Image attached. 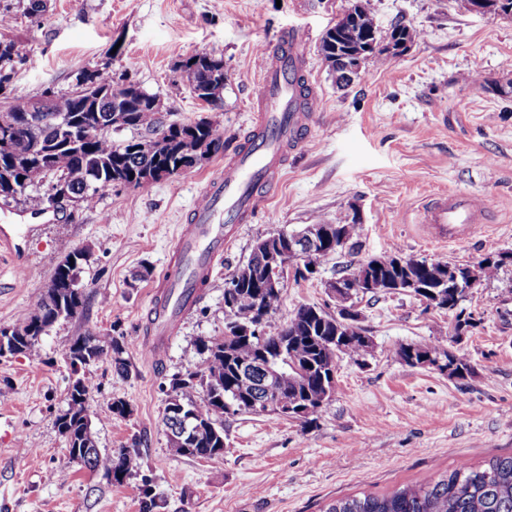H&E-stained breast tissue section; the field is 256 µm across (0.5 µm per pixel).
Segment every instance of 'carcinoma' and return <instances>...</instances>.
<instances>
[{
  "label": "carcinoma",
  "instance_id": "1",
  "mask_svg": "<svg viewBox=\"0 0 512 512\" xmlns=\"http://www.w3.org/2000/svg\"><path fill=\"white\" fill-rule=\"evenodd\" d=\"M421 36L413 27L397 25L390 37L397 47ZM370 48L369 55L385 61L387 48L380 45L377 27L370 8V0H360L344 13L336 25L328 29L321 39L319 52L337 73L339 79L349 82L344 74L342 59L349 54ZM14 43L0 40V96L10 83L14 66L3 69V62H11ZM224 60L208 54H195L182 60L177 66L179 82L195 98H203L210 105L221 100L224 85L218 78L223 76ZM154 96L143 90L131 94L118 87L112 95H103L90 104H82L70 94H60L51 111L41 113V123L35 126L23 124L11 132L22 149L17 155L0 153V197L26 196L36 206L44 203L62 206L77 199L89 205L104 182L123 180L141 186V172L163 164L171 168V175L178 176L177 162L184 159V141L190 140L195 151L207 157L224 149V131L216 123L199 118L194 120L169 119L151 106ZM66 118L94 133L112 124V131L92 136L79 148L63 144L59 136L60 119ZM145 131L147 139L112 140V132L121 130ZM63 176L68 182V195L50 199L31 191L40 189L50 179ZM394 252L367 261L372 268L374 281L385 282L390 277L413 276L441 291L454 287L453 275L448 264L422 261L417 265L399 266ZM511 253H503L497 259L486 260L480 268L482 278L497 276ZM283 292L264 291L261 275L253 270L249 279L242 278L231 290H224V308L233 320L228 323L224 335L201 341V352L206 354L205 368L177 379L172 383L175 398L186 389L201 388V401L192 400L185 407L192 414L190 425L197 428L195 444L189 448H176L180 456L212 458L224 453V402L210 388V380L221 384L223 397L232 404V413H254V379L248 373L249 366L265 357L278 360L279 376L274 383L276 392L291 403H310L305 421L316 415L320 406L309 402V395L317 392L322 384H330L328 366L333 349L343 346L347 355L363 357L372 345L357 337L343 340L345 332L336 325L332 313L314 305L300 306L284 324L266 321L267 339L260 342L253 335L242 331L256 323L262 314H271L281 304ZM83 294L63 293L61 299L41 297L36 305L12 324L13 333L24 337L37 333L45 326H52L59 318L74 317L83 308ZM285 344V354L279 355L280 344ZM116 365H121L122 345L113 338L109 345ZM102 339L92 332L79 336L64 349V354L105 351ZM405 363L412 367L422 366L425 356L440 358L455 368L452 376L465 378L472 372L470 360L465 356L450 355L439 343H410L401 347ZM88 385L77 381L68 391V408L61 414L58 426L66 427L71 442L70 455L82 461L92 470L112 472V480L119 483L138 466V457L121 449L103 455L97 450V442L88 420ZM326 512H512V455L495 457L483 467L462 464L449 474L439 478L406 485L388 495L346 497L336 500Z\"/></svg>",
  "mask_w": 512,
  "mask_h": 512
}]
</instances>
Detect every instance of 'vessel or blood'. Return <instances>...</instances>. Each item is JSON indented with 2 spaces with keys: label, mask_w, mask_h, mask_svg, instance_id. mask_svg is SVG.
Returning <instances> with one entry per match:
<instances>
[{
  "label": "vessel or blood",
  "mask_w": 512,
  "mask_h": 512,
  "mask_svg": "<svg viewBox=\"0 0 512 512\" xmlns=\"http://www.w3.org/2000/svg\"><path fill=\"white\" fill-rule=\"evenodd\" d=\"M261 55L256 137L243 143L207 182L175 238L144 339L153 359H160L215 263L223 258L226 225L247 222L278 184L288 152L300 146L316 109V95L298 98L296 78L302 75L304 62L298 36L288 37L277 48H264ZM485 211L473 195L442 194L424 205L423 221L435 239L455 241L475 234Z\"/></svg>",
  "instance_id": "1"
}]
</instances>
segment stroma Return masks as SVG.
Returning <instances> with one entry per match:
<instances>
[{
	"label": "stroma",
	"mask_w": 512,
	"mask_h": 512,
	"mask_svg": "<svg viewBox=\"0 0 512 512\" xmlns=\"http://www.w3.org/2000/svg\"><path fill=\"white\" fill-rule=\"evenodd\" d=\"M356 0H0L26 64L6 89L29 101L67 93L78 69H104L136 82L177 118L206 117L224 130V150L176 177L139 188L113 185L92 205L67 203L31 215L23 198H0V326L43 295L71 251L84 307L59 319L38 352L0 359V512H326L337 499L383 495L438 478L458 465L512 454V261L460 303L472 324L455 332L454 312L403 294L363 295L359 325L370 355L342 356L336 391L312 422L227 414L224 453L179 456L163 423L173 379L201 371L202 339L223 335L224 290L236 268L270 234L324 222H361L360 246L321 258L318 272L288 282L275 323L300 305L335 311L326 281L391 250L417 260L476 266L512 252V17L472 14L457 0H370L380 40L394 25L421 30L386 62L370 58L346 86L319 52L325 31ZM302 39L304 69L319 112L303 145L289 153L277 189L247 223L228 227L230 244L207 288L149 365L138 339L166 255L206 179L254 127L251 97L261 48L288 32ZM198 53L222 57L226 80L207 108L178 80V63ZM465 192L487 201L488 221L467 239H430L422 207ZM117 338L111 355L73 371L64 344L87 332ZM441 343L466 356L460 381L401 361V346ZM92 388L91 430L104 454H137L138 470L115 483L73 460L56 420L73 375ZM123 401L130 416L116 417ZM28 450H21L20 440Z\"/></svg>",
	"instance_id": "obj_1"
}]
</instances>
